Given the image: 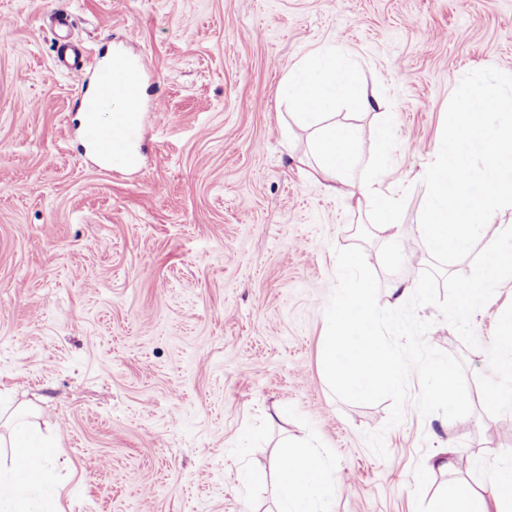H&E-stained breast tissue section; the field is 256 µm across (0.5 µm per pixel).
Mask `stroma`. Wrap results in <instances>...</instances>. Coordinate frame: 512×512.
<instances>
[{
  "instance_id": "obj_1",
  "label": "stroma",
  "mask_w": 512,
  "mask_h": 512,
  "mask_svg": "<svg viewBox=\"0 0 512 512\" xmlns=\"http://www.w3.org/2000/svg\"><path fill=\"white\" fill-rule=\"evenodd\" d=\"M100 54L139 61V164L80 146L82 87L54 65V16ZM347 53L378 101L336 107L355 173L382 203L337 190L279 93L315 49ZM512 71V0H0V404L58 442L62 512H277L284 443L319 449L336 483L321 512H431L449 484L490 493L512 464V408L485 400L512 279L467 346L436 307L426 342L465 365L469 416L336 399L323 370L335 249L362 245L392 307L432 263L420 175L469 71ZM388 126V145L376 130ZM385 430L387 459L365 435ZM460 458L450 471L436 456ZM264 472L243 484V469Z\"/></svg>"
}]
</instances>
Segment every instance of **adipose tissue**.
<instances>
[{"mask_svg": "<svg viewBox=\"0 0 512 512\" xmlns=\"http://www.w3.org/2000/svg\"><path fill=\"white\" fill-rule=\"evenodd\" d=\"M281 93L293 102L300 119L322 124V134L314 149L321 168L340 175L350 165V146L355 138L351 125L330 123L337 102L354 100L364 108L372 102L366 86L355 81L347 55L340 51L317 49L289 70L281 83ZM6 430L0 433V447L9 449L11 465L0 474V504L9 512H27L25 502L30 488L42 489L39 512H59L58 483L54 470L57 449L53 439L43 434L31 420H18L9 413ZM33 472L31 485L21 482L25 472ZM279 512H316L315 502L334 490V482L323 460L310 452L284 449L278 461ZM489 497H482L466 483L451 485L434 512H512V467L494 472Z\"/></svg>", "mask_w": 512, "mask_h": 512, "instance_id": "obj_1", "label": "adipose tissue"}]
</instances>
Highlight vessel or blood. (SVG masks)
Returning <instances> with one entry per match:
<instances>
[{
  "label": "vessel or blood",
  "mask_w": 512,
  "mask_h": 512,
  "mask_svg": "<svg viewBox=\"0 0 512 512\" xmlns=\"http://www.w3.org/2000/svg\"><path fill=\"white\" fill-rule=\"evenodd\" d=\"M55 64L78 81H92V88L77 103L82 113L79 124L84 146L110 170H124L134 163L130 146L139 136V117L113 114L112 103L119 98H134L140 92V80L135 69L99 65L88 70L82 52L60 46Z\"/></svg>",
  "instance_id": "obj_1"
}]
</instances>
